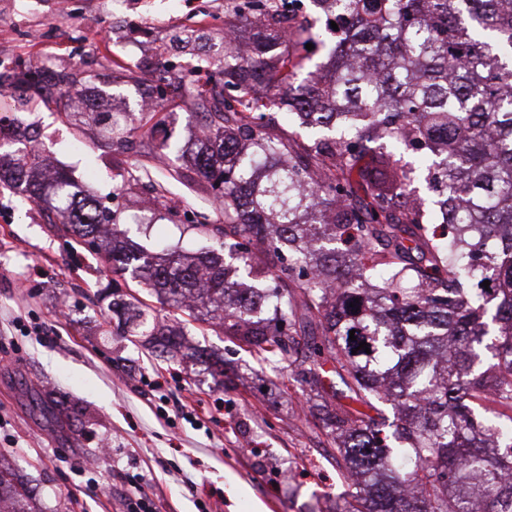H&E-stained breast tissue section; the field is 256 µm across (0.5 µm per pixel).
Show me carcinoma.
<instances>
[{"mask_svg":"<svg viewBox=\"0 0 512 512\" xmlns=\"http://www.w3.org/2000/svg\"><path fill=\"white\" fill-rule=\"evenodd\" d=\"M284 2L237 0L251 49L224 31L222 79L207 57L184 69L204 119L189 162L224 210L195 228L216 246L114 241L106 260L309 385L347 488L334 512H512V0H312L338 30L305 75L314 34L284 30ZM24 76L70 113L76 69ZM31 131L0 183L98 243L112 213L64 171L43 179ZM108 311L156 356L181 351L133 304ZM30 494L1 458L0 512Z\"/></svg>","mask_w":512,"mask_h":512,"instance_id":"obj_1","label":"carcinoma"}]
</instances>
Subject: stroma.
<instances>
[{"mask_svg":"<svg viewBox=\"0 0 512 512\" xmlns=\"http://www.w3.org/2000/svg\"><path fill=\"white\" fill-rule=\"evenodd\" d=\"M234 0H0V65L37 61L81 69L96 112L120 131L141 123V100L162 64L184 66L173 35L193 29L214 59L224 30L242 27ZM86 112L73 122L47 108L29 85L0 88V143L10 119L34 124L48 169L65 168L115 212L122 236L158 252L205 246L197 224L223 217L215 192L175 160L131 183L138 146L112 148ZM154 142L171 136L193 148L201 116L178 91L162 106ZM62 216L0 186V457L30 482V512H135L143 485L153 512H334L345 489L318 412L289 370L273 372L208 321L142 293L130 274L112 272L103 254L63 236ZM157 321L182 325L187 344L224 357L223 379L192 362H166L141 337L120 336L100 315L104 288ZM76 409L57 421L41 405Z\"/></svg>","mask_w":512,"mask_h":512,"instance_id":"obj_1","label":"stroma"}]
</instances>
